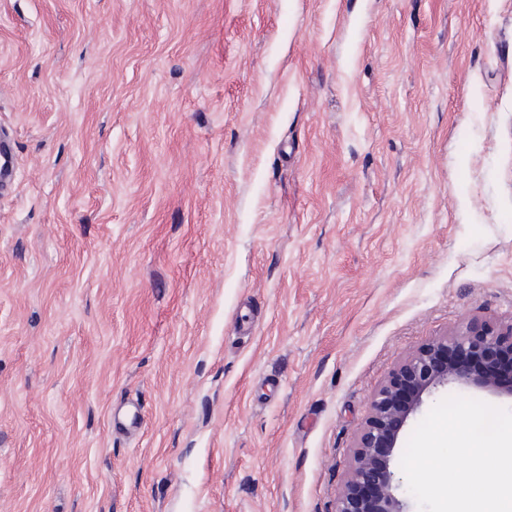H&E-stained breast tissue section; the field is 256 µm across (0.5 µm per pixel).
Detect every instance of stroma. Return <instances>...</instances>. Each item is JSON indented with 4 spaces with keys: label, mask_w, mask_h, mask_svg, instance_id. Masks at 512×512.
Wrapping results in <instances>:
<instances>
[{
    "label": "stroma",
    "mask_w": 512,
    "mask_h": 512,
    "mask_svg": "<svg viewBox=\"0 0 512 512\" xmlns=\"http://www.w3.org/2000/svg\"><path fill=\"white\" fill-rule=\"evenodd\" d=\"M0 128V512H334L512 319V0H0ZM504 352L512 354V321L506 327L492 321L466 323L409 354L370 399L335 512H413L392 468L405 423L421 407L423 396L441 386L504 390L512 395V386L506 390L495 379L498 356ZM445 353L448 362L442 361ZM471 357L481 360L480 373L467 363ZM406 387H413L415 395L403 407L401 394Z\"/></svg>",
    "instance_id": "obj_1"
}]
</instances>
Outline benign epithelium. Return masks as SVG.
<instances>
[{
    "label": "benign epithelium",
    "instance_id": "7a95c632",
    "mask_svg": "<svg viewBox=\"0 0 512 512\" xmlns=\"http://www.w3.org/2000/svg\"><path fill=\"white\" fill-rule=\"evenodd\" d=\"M512 354V323H467L409 354L371 397L335 512H411L392 468L401 431L423 396L449 384L497 392L498 356Z\"/></svg>",
    "mask_w": 512,
    "mask_h": 512
}]
</instances>
